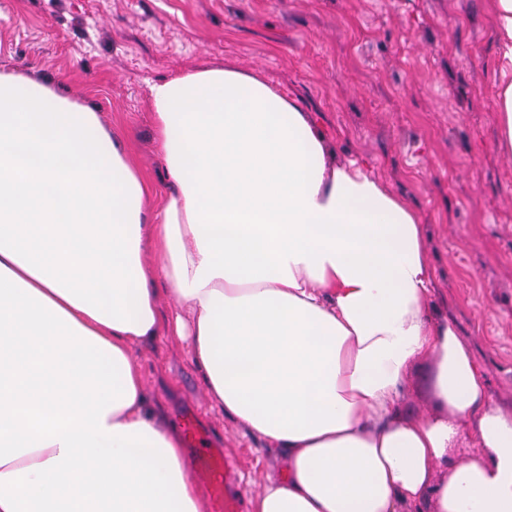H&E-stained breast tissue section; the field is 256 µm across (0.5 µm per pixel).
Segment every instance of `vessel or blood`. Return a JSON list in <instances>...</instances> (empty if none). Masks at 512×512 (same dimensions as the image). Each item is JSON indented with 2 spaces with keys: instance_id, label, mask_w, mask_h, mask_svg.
Here are the masks:
<instances>
[{
  "instance_id": "vessel-or-blood-1",
  "label": "vessel or blood",
  "mask_w": 512,
  "mask_h": 512,
  "mask_svg": "<svg viewBox=\"0 0 512 512\" xmlns=\"http://www.w3.org/2000/svg\"><path fill=\"white\" fill-rule=\"evenodd\" d=\"M185 433L194 453L187 471L208 493L211 512H243L244 501L233 485V461L226 449L212 445L193 422H186Z\"/></svg>"
}]
</instances>
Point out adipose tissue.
<instances>
[{"label": "adipose tissue", "mask_w": 512, "mask_h": 512, "mask_svg": "<svg viewBox=\"0 0 512 512\" xmlns=\"http://www.w3.org/2000/svg\"><path fill=\"white\" fill-rule=\"evenodd\" d=\"M494 24L512 153V0ZM148 100L159 197L92 107L0 71V512H203L133 356L170 330L161 281L212 407L288 462L251 512H512V413L430 313L409 205L256 76L198 69ZM423 369L420 421L401 404Z\"/></svg>", "instance_id": "adipose-tissue-1"}]
</instances>
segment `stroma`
<instances>
[{"instance_id":"obj_1","label":"stroma","mask_w":512,"mask_h":512,"mask_svg":"<svg viewBox=\"0 0 512 512\" xmlns=\"http://www.w3.org/2000/svg\"><path fill=\"white\" fill-rule=\"evenodd\" d=\"M493 0H0V70L98 112L152 188L148 82L221 66L264 79L414 209L433 317L456 326L492 402L512 411V156L500 147ZM157 417L190 414L231 452L248 495L287 462L212 410L189 348L139 345Z\"/></svg>"}]
</instances>
